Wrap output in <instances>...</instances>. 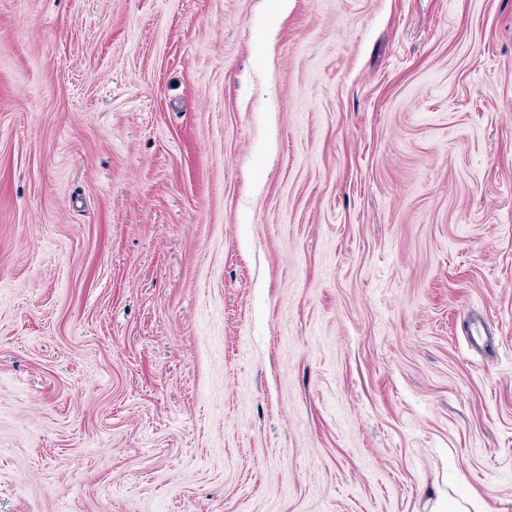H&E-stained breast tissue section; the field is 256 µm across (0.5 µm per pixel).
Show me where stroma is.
<instances>
[{
  "instance_id": "1",
  "label": "stroma",
  "mask_w": 512,
  "mask_h": 512,
  "mask_svg": "<svg viewBox=\"0 0 512 512\" xmlns=\"http://www.w3.org/2000/svg\"><path fill=\"white\" fill-rule=\"evenodd\" d=\"M0 512H512V0H0Z\"/></svg>"
}]
</instances>
